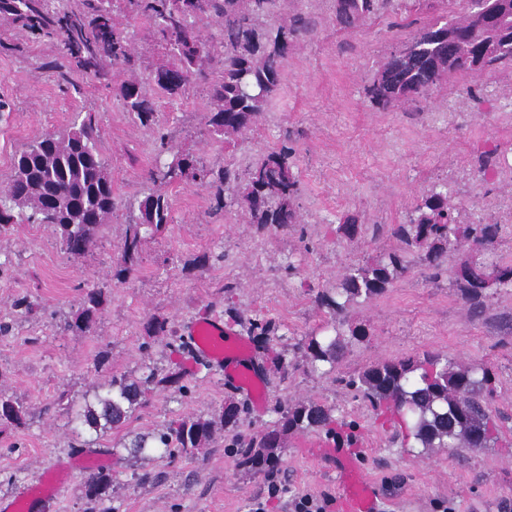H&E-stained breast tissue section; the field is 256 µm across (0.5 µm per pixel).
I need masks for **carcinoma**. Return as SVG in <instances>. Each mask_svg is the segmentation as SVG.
I'll return each instance as SVG.
<instances>
[{"label":"carcinoma","instance_id":"obj_1","mask_svg":"<svg viewBox=\"0 0 512 512\" xmlns=\"http://www.w3.org/2000/svg\"><path fill=\"white\" fill-rule=\"evenodd\" d=\"M274 0H0V20L5 29L27 34V41L56 43L60 90H78L73 75L91 77L111 87L112 71L129 73L115 91L124 111L151 131L157 147L155 164L147 179L177 184L191 178L215 191L217 209L240 208L250 223L288 225L300 223L295 201L300 180L295 171L294 148L282 145L240 174L228 165L212 166L192 153L169 144L168 117L159 109L161 99L172 104L188 98L196 85L209 88L207 126L222 137H241L267 110L281 86L288 50L298 36L310 31L301 15L293 26L271 27L267 22ZM395 0H332L336 24L355 28L365 19L387 11ZM448 0L446 14L436 17L405 42V47L380 63L366 94L382 109L415 104L428 99L448 77L469 71L500 70L512 66V0H492L489 13L465 2L456 9ZM151 27L155 45L170 57L165 64L143 66V53L133 42L136 24ZM215 25L218 33L207 38L201 28ZM95 116L77 113L62 131H46L27 142L13 158L8 181L0 186V232L20 224H42L56 234L63 250L81 257L110 222L119 199L112 187L108 164L98 148ZM502 165L494 148L481 156L480 171ZM124 205L136 213L127 227L122 263L115 276L136 270L142 229L161 232L171 220V202L163 194L129 198ZM404 244L398 251L347 268L336 287L315 297L335 318L332 339L310 334L303 343L312 366L336 363L345 336L359 340L362 327L344 329L347 308L358 299L383 295L416 263L429 278L448 273V248L458 251L456 284L462 296L479 307L489 291L512 288V265L486 266L477 255L494 244L497 225L461 224L448 209V186L433 185L415 204L409 222L393 229ZM107 300L105 288L84 291L81 311L64 322L63 330L86 333L93 329ZM256 336L276 338L279 325L271 320L254 323ZM148 336H167L173 352L180 354L188 342L163 317L146 322ZM183 363L164 376L150 370L142 377H112L97 405H87L77 420L106 435L119 427L129 412L158 386L187 392ZM347 385L367 399L378 419L396 429L403 443L429 448H476L499 442L498 414L489 397L492 377L480 363L463 366L446 356L426 353L372 364ZM29 412L19 400L0 395V426L24 429ZM215 421L177 417L155 436L175 454H192L211 438ZM352 428L319 403L298 402L280 413L266 432L252 437L237 450L245 470L274 472L281 437L291 430H321L333 437ZM112 485V473L96 468L84 481L85 496L101 498Z\"/></svg>","mask_w":512,"mask_h":512}]
</instances>
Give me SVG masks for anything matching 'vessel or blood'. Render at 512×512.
<instances>
[{
    "label": "vessel or blood",
    "mask_w": 512,
    "mask_h": 512,
    "mask_svg": "<svg viewBox=\"0 0 512 512\" xmlns=\"http://www.w3.org/2000/svg\"><path fill=\"white\" fill-rule=\"evenodd\" d=\"M198 357L212 362L224 374V382L237 391L256 396L262 386L261 374L248 339L215 320H198L186 327ZM342 492L348 512H376L378 491L357 478L353 464L343 449H334ZM45 483L29 486L13 499L0 501V512H32L36 503L49 499Z\"/></svg>",
    "instance_id": "obj_1"
}]
</instances>
